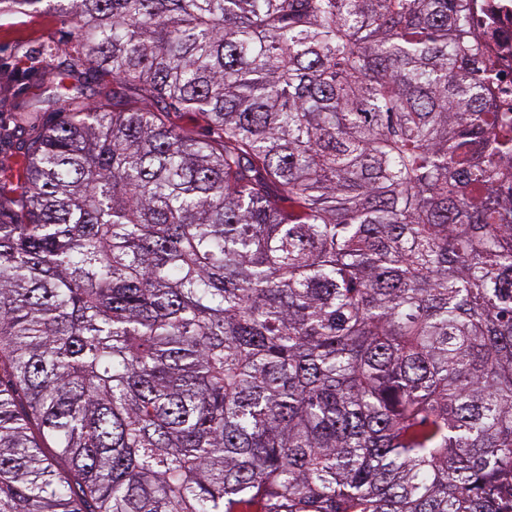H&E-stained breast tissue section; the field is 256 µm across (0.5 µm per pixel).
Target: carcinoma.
Instances as JSON below:
<instances>
[{
  "label": "carcinoma",
  "instance_id": "cac0c4a2",
  "mask_svg": "<svg viewBox=\"0 0 512 512\" xmlns=\"http://www.w3.org/2000/svg\"><path fill=\"white\" fill-rule=\"evenodd\" d=\"M66 2L0 119V512H512L468 0Z\"/></svg>",
  "mask_w": 512,
  "mask_h": 512
}]
</instances>
